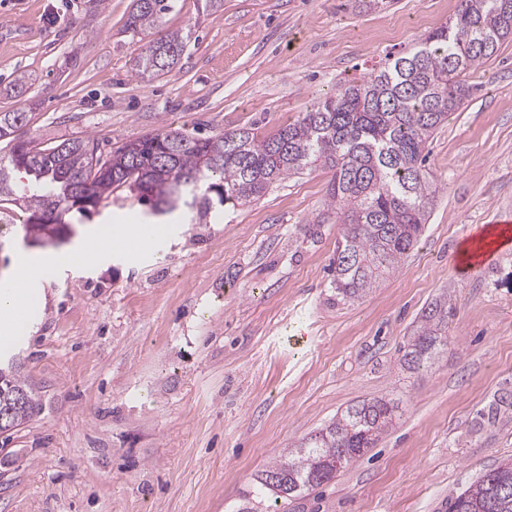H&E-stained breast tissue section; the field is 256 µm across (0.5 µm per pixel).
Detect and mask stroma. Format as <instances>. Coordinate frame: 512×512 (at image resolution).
<instances>
[{
	"mask_svg": "<svg viewBox=\"0 0 512 512\" xmlns=\"http://www.w3.org/2000/svg\"><path fill=\"white\" fill-rule=\"evenodd\" d=\"M459 0H176L133 36L131 0H0V113L43 146L95 138L102 152L158 130L269 135L344 82L451 21ZM191 40L171 71L136 61L162 31ZM425 166L437 198L415 246L359 300L330 286L340 226L331 172L308 170L201 224L166 220L145 248L96 257L108 230L142 223L127 187L71 213L62 242L30 246L28 215L0 202V274L18 254L68 252L30 295L38 308L0 345L37 390L29 422L0 435V512H277L257 473L348 405L397 404L375 448L289 501L288 512H448V499L512 459V247L460 269L463 245L512 215V40L471 76ZM448 296V348L400 362L424 309Z\"/></svg>",
	"mask_w": 512,
	"mask_h": 512,
	"instance_id": "1",
	"label": "stroma"
}]
</instances>
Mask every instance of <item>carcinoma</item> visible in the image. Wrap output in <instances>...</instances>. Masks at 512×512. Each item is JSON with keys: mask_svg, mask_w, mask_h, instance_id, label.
<instances>
[{"mask_svg": "<svg viewBox=\"0 0 512 512\" xmlns=\"http://www.w3.org/2000/svg\"><path fill=\"white\" fill-rule=\"evenodd\" d=\"M171 9L172 0H132L124 31L136 36L154 28ZM509 38L512 0H460L450 24L263 138L250 128L211 137L157 131L126 141L104 157L91 137L39 147L15 135L25 113H1L0 139H9L11 147L0 159V197L30 212L26 234L38 238L43 225L36 215L66 225L73 211L91 214L114 186L137 192L154 215L177 212L193 224L218 205H244L308 169H329L334 171L329 204L341 226L331 288L336 301H353L396 270L428 223L437 191L424 166L430 140L470 98V72ZM186 45L181 31L151 42L139 57L138 76L152 78L173 69ZM15 172L28 175V183H17ZM75 183L86 193L88 206L69 204ZM450 313L446 297L423 311L402 355L403 366L418 370L448 346ZM36 407V394L17 368L0 366V433L25 424ZM393 411L383 397L347 407L262 470L253 494L285 504L330 482L336 464L375 445ZM448 512H512V469L500 465L485 473L448 499Z\"/></svg>", "mask_w": 512, "mask_h": 512, "instance_id": "cac0c4a2", "label": "carcinoma"}]
</instances>
